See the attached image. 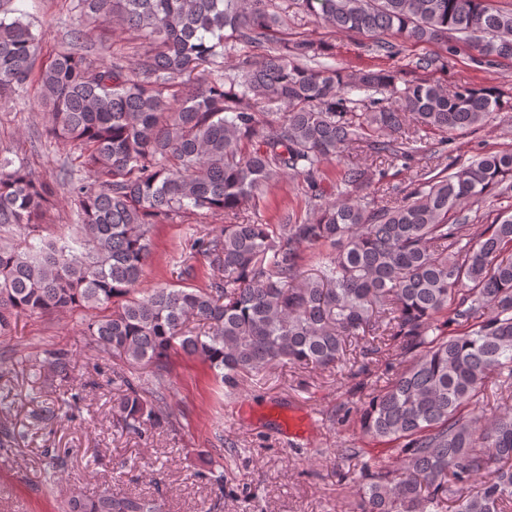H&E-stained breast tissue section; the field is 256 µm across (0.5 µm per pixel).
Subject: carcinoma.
Returning a JSON list of instances; mask_svg holds the SVG:
<instances>
[{
	"mask_svg": "<svg viewBox=\"0 0 512 512\" xmlns=\"http://www.w3.org/2000/svg\"><path fill=\"white\" fill-rule=\"evenodd\" d=\"M339 31L396 33L416 44L455 34L478 56L512 59V10L490 0H301ZM85 21L37 64L42 36L0 15V98L32 87L43 135L69 152L60 176L79 236L0 245V332L20 315L92 311L87 335L107 355L150 369L126 377L120 428L173 424L162 376L177 351L201 357L228 393L288 363L330 369L361 344L353 375L373 358L397 362L342 408L358 435L394 444L360 461L359 512H512V213L470 224L465 206L512 188V152L423 172L401 198H357L367 169L348 166L324 201L322 167L365 149L387 167L428 150L423 134L476 130L512 99L498 89L411 82L398 70L310 66L321 47L272 35V0H80ZM119 18L145 42L130 63L84 54L86 23ZM265 48L226 72L227 49ZM380 93L382 97H372ZM281 177L307 186L309 215L260 222L252 208ZM54 184L0 159V228L35 227ZM224 214L193 240L210 259L203 287L139 288L150 229ZM50 365L69 377L67 352ZM494 406L492 415L486 407ZM68 512H161L153 495L74 500Z\"/></svg>",
	"mask_w": 512,
	"mask_h": 512,
	"instance_id": "obj_1",
	"label": "carcinoma"
}]
</instances>
